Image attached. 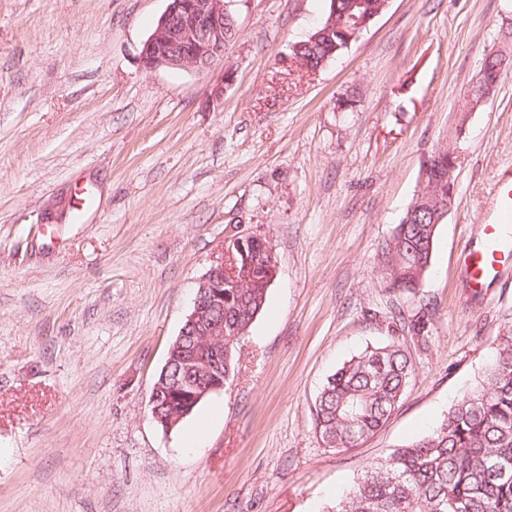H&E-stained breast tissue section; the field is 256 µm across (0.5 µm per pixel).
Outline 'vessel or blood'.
<instances>
[{"mask_svg":"<svg viewBox=\"0 0 512 512\" xmlns=\"http://www.w3.org/2000/svg\"><path fill=\"white\" fill-rule=\"evenodd\" d=\"M493 198L497 214L493 222L483 227L482 247H468L462 252L467 285L472 289L483 287L502 268L512 265V236L506 233L512 227V181L497 179Z\"/></svg>","mask_w":512,"mask_h":512,"instance_id":"obj_1","label":"vessel or blood"}]
</instances>
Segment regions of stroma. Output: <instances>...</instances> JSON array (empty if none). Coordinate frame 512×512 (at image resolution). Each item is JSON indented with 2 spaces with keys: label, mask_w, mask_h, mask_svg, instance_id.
Listing matches in <instances>:
<instances>
[{
  "label": "stroma",
  "mask_w": 512,
  "mask_h": 512,
  "mask_svg": "<svg viewBox=\"0 0 512 512\" xmlns=\"http://www.w3.org/2000/svg\"><path fill=\"white\" fill-rule=\"evenodd\" d=\"M166 6L0 0V512H322L427 435L512 325V268L475 294L460 261L512 169V75L457 124L512 0H390L313 75L289 47L328 0H233L223 68L150 72ZM443 146L457 182L432 267L392 292L381 247ZM238 230L270 237L279 275L234 380L163 432L152 383ZM418 313L399 408L324 447L327 376Z\"/></svg>",
  "instance_id": "35a3bbf8"
}]
</instances>
